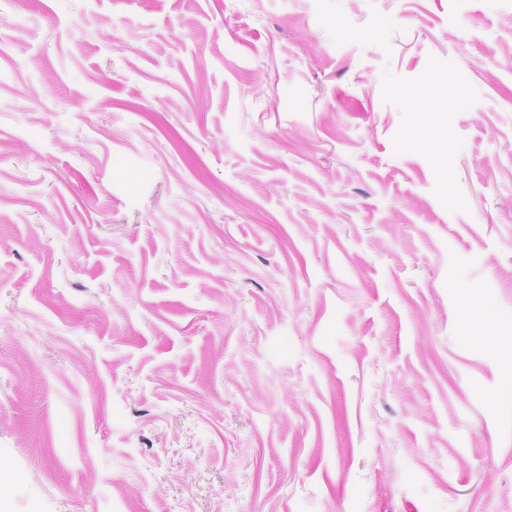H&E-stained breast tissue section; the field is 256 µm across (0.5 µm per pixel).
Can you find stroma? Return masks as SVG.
Segmentation results:
<instances>
[{"label":"stroma","instance_id":"35a3bbf8","mask_svg":"<svg viewBox=\"0 0 512 512\" xmlns=\"http://www.w3.org/2000/svg\"><path fill=\"white\" fill-rule=\"evenodd\" d=\"M511 376L512 0H0V512H512Z\"/></svg>","mask_w":512,"mask_h":512}]
</instances>
